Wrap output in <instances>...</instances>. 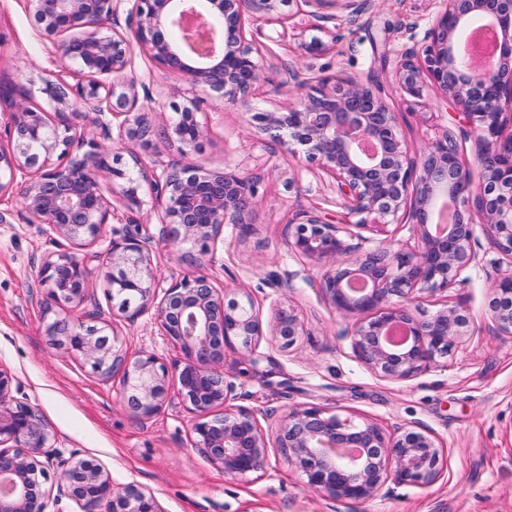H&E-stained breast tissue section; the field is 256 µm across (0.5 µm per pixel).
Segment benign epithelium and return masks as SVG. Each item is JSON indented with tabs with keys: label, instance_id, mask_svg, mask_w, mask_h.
I'll list each match as a JSON object with an SVG mask.
<instances>
[{
	"label": "benign epithelium",
	"instance_id": "benign-epithelium-1",
	"mask_svg": "<svg viewBox=\"0 0 512 512\" xmlns=\"http://www.w3.org/2000/svg\"><path fill=\"white\" fill-rule=\"evenodd\" d=\"M40 28L42 42L60 71L79 81L43 80L41 93L56 104L58 123L41 108L17 104L11 85L0 83V196L21 183V210L0 209V224L22 220L48 224L83 247L47 259L38 285L57 304L79 306L87 298L90 265L100 260L93 246L111 223L112 198L98 174L100 141L148 145L155 138L188 156L208 128L198 119V100L173 104L178 118L161 129L143 111L149 86L132 75L140 52L164 69L181 74L226 106L251 108L260 77L259 49L247 39L246 22L281 14L286 0H24ZM439 11L423 36L422 52L405 51L392 60L400 95L417 104L434 90L464 115L467 126L454 133L443 126L437 138L413 154L397 113L381 90L355 78L312 79L294 70L299 97L274 111L253 113L260 136L286 147L296 145L335 179L336 204L348 220L338 224L318 210L293 223L288 246L322 263L321 288L346 321L339 336L351 339L357 357L380 377L407 380L439 366L454 340L469 335L470 318L443 307L418 318L422 295H434L469 281L478 267L473 249L476 227L497 251L509 257L492 285L491 319L512 336V0H436ZM492 26L502 40L500 57L472 68L455 56L461 34L474 23ZM79 102L95 113L99 139L71 134L67 113ZM471 138L481 186L472 192L473 172L460 157L457 138ZM126 180L121 196L128 209L141 206L138 180ZM153 190L165 201L163 223L175 246L208 252L231 224L246 232L252 224L257 177L236 167L211 170L170 165L156 156ZM357 221H351V218ZM479 222H474V218ZM411 225L417 243L408 246L388 226ZM104 279L110 299L132 296L120 305L135 318L155 308L166 336L184 354L180 394L196 414L197 447L232 477L264 469L270 450L280 449L309 487L350 505L361 504L391 483L422 488L442 474L443 446L430 431L404 427L386 434L377 424L356 423L316 406L292 408L272 434L254 411L239 409L210 418L216 407L237 396L234 377L224 373V348L237 341L260 360L263 335L248 294L224 301L208 278L185 276L168 285L156 279L150 240L129 234L112 242ZM403 329L404 341L386 336ZM112 325H75L66 316L46 326L49 344L83 357L91 372L108 378L123 369L128 407L150 417L167 398L168 370L153 355L129 361L111 337ZM302 327L289 309H278L271 335L287 350ZM14 378L0 367V512H47L67 499L77 512H163L150 491L129 484L112 488L107 470L84 459L66 458L53 446L36 411L12 395ZM59 469L57 493L41 479Z\"/></svg>",
	"mask_w": 512,
	"mask_h": 512
}]
</instances>
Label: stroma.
Returning a JSON list of instances; mask_svg holds the SVG:
<instances>
[{
	"label": "stroma",
	"instance_id": "stroma-1",
	"mask_svg": "<svg viewBox=\"0 0 512 512\" xmlns=\"http://www.w3.org/2000/svg\"><path fill=\"white\" fill-rule=\"evenodd\" d=\"M436 11L435 0H367L359 10L329 4L316 11L304 0H292L280 20L261 18L246 27L263 50L253 106L275 110L287 104L294 89L290 73L296 69L318 79L355 77L383 88L411 152L422 151L439 127L457 128L462 117L433 93L421 113H414L382 60L415 49L408 28L425 30ZM315 36L325 50L306 53L305 43ZM134 69L150 81L152 97L145 107L157 125L176 118L170 86L182 88L185 97L197 95L183 77L147 56L136 55ZM56 70L22 0H0V78L29 105L45 109L49 103L40 79ZM199 117L208 134L193 161L214 170L237 164L260 179L250 233L225 227L205 254L170 245L163 206L144 181L140 209L116 206L97 251L136 231L152 241V267L161 282L204 275L227 296L248 292L267 330L278 308L294 311L302 334L290 349L280 348L268 333L259 341V362H251L239 346L225 348L224 369L234 377L239 397L215 408L214 417L246 408L271 430L289 408L317 406L376 423L389 435L415 425L442 442L444 475L424 488L387 485L356 506L309 488L279 452L261 472L225 475L195 445L196 417L178 394L180 347L164 336L154 311L131 321L115 309L101 272L90 277L85 312L111 320L116 343L128 358L152 354L167 366V402L152 417H137L124 402L121 374L100 378L79 355L50 347L45 328L57 308L38 288L36 275L48 257L74 246L48 225L21 221L0 224V367L14 377L15 399L38 412L64 455L101 465L115 487L132 483L149 489L164 512H512V338L497 332L488 308L497 276L492 242L477 233L475 249L485 265L472 272L470 284L424 296L413 309L419 317L447 305L470 313L474 331L456 341L447 366L409 380L381 378L357 358L350 339L339 338L344 323L320 288L321 265L294 255L288 246L290 225L301 212L322 207L339 213L333 178L303 153L271 141L250 144V116L244 110L207 99ZM288 269L303 270L304 280L270 287L271 275Z\"/></svg>",
	"mask_w": 512,
	"mask_h": 512
}]
</instances>
